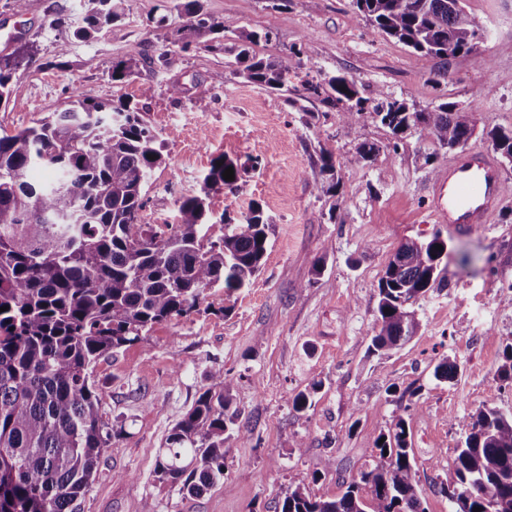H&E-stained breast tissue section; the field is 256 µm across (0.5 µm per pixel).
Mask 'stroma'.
<instances>
[{"label": "stroma", "instance_id": "35a3bbf8", "mask_svg": "<svg viewBox=\"0 0 512 512\" xmlns=\"http://www.w3.org/2000/svg\"><path fill=\"white\" fill-rule=\"evenodd\" d=\"M199 4L240 31L274 25L272 42L255 48L259 56L296 46L311 76L382 85L420 109L453 102L476 111L482 127L512 128V0H466L486 37L477 52L451 59L449 78L438 83V60H415L407 47L372 33L356 20L351 0ZM91 7L90 0H26L18 15L0 0V26L16 29L0 43V57L24 44L35 54L0 104V133L64 110L78 88L127 103L163 142V161L145 187L143 223H174L179 199L197 194L224 154L248 169L237 190L212 191L213 216L238 218L256 204L272 229L247 287L229 296L206 289L199 311L157 324L97 362L92 378L112 446L81 512H280L297 485L335 498L378 463L379 436L400 420L423 507L454 512L445 488L468 414L482 406L512 412V382L499 376L512 342V197L479 230L438 224L428 188L449 154L429 130L411 129L397 141L367 114L348 125L320 103L302 112L285 93L231 74L214 83L229 52H184L168 41L186 22L181 0H124L119 19L77 38ZM121 61L131 71L116 81L112 67ZM175 84L180 94L171 93ZM198 99L207 111H195ZM364 141L379 147L366 166L353 161ZM323 147L336 159L334 194L318 190ZM437 232L448 246L441 271L448 287L418 298L420 328L407 344L371 354L378 281L390 257L401 242ZM443 360L456 365L455 379H435ZM218 369L231 383L235 424L250 435L226 457L223 480L189 497L179 484L158 480L157 456ZM314 383L311 407L296 411L294 395Z\"/></svg>", "mask_w": 512, "mask_h": 512}]
</instances>
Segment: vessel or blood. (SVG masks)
Wrapping results in <instances>:
<instances>
[{
  "label": "vessel or blood",
  "instance_id": "b4317fda",
  "mask_svg": "<svg viewBox=\"0 0 512 512\" xmlns=\"http://www.w3.org/2000/svg\"><path fill=\"white\" fill-rule=\"evenodd\" d=\"M507 196L494 157L483 150L453 155L431 185V210L437 223L472 231L491 223Z\"/></svg>",
  "mask_w": 512,
  "mask_h": 512
}]
</instances>
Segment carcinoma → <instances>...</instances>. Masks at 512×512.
I'll return each instance as SVG.
<instances>
[{"instance_id": "1", "label": "carcinoma", "mask_w": 512, "mask_h": 512, "mask_svg": "<svg viewBox=\"0 0 512 512\" xmlns=\"http://www.w3.org/2000/svg\"><path fill=\"white\" fill-rule=\"evenodd\" d=\"M100 8L80 30L90 37L118 17L124 0H96ZM354 15L374 32L411 48L416 59L448 61L477 48L475 19L463 0H352ZM189 21L172 33L183 51L217 50L213 35L238 42L233 73L256 85L289 94L293 105L320 102L350 124L370 113L398 136L422 126L440 147H466L479 117L442 103L410 110L383 86L370 90L353 78L314 82L301 76L303 50L277 58L254 51L276 36L238 32L202 12L198 0L185 5ZM35 63L26 46L0 58V103L9 96L17 70ZM70 107L37 125L0 135V512H79L112 434L99 415V396L90 377L97 361L141 340L156 324L196 310L202 293L245 287L260 270L270 224L258 207L236 222L207 221L209 195L237 186L241 166L220 155L203 180L201 193L179 201L177 223L143 224L144 188L163 161V143L136 112L77 90ZM494 149L512 155V129L486 132ZM362 142L353 161L366 165L378 154ZM328 184L339 178L333 156L320 150ZM42 167L49 179L30 171ZM233 168L234 179L223 173ZM444 249L437 250L435 245ZM447 243L440 233L401 243L378 285V316L369 349L386 355L408 343L419 327L411 305L439 276ZM231 383L224 372L172 428L157 459L159 479L181 482L197 497L224 478L231 440ZM470 432L455 449L448 491L455 512H512V414L480 407L468 415ZM380 461L342 496L316 498L304 486L288 490L281 512H425L415 480L404 421L382 435ZM495 507H490L487 495Z\"/></svg>"}]
</instances>
